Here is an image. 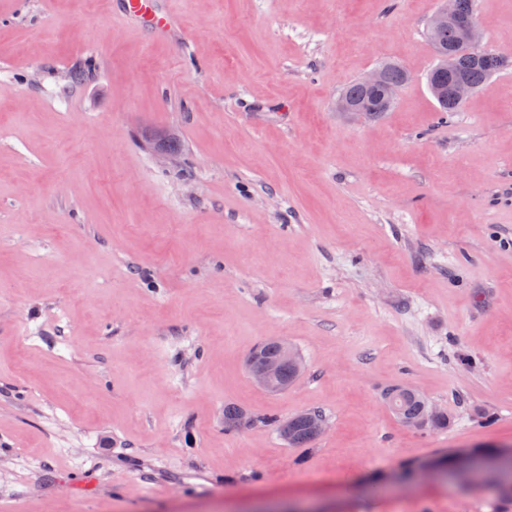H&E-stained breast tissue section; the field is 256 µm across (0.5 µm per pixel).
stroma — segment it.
Masks as SVG:
<instances>
[{"instance_id":"1","label":"stroma","mask_w":512,"mask_h":512,"mask_svg":"<svg viewBox=\"0 0 512 512\" xmlns=\"http://www.w3.org/2000/svg\"><path fill=\"white\" fill-rule=\"evenodd\" d=\"M156 2L170 37L0 0V512H512L400 478L512 448V0H476L509 65L447 113L440 0ZM389 59L392 109L337 111ZM276 337L306 370L270 394L245 360ZM306 409L328 429L288 447L268 420ZM385 399L397 417L407 425L432 431L448 426V416L445 414L436 412L430 418L429 402L416 390L391 388L384 393Z\"/></svg>"}]
</instances>
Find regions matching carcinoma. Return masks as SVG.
I'll return each mask as SVG.
<instances>
[{"mask_svg": "<svg viewBox=\"0 0 512 512\" xmlns=\"http://www.w3.org/2000/svg\"><path fill=\"white\" fill-rule=\"evenodd\" d=\"M431 44L442 47L447 51V60H441L430 71V78L448 83V77L461 75L474 88H480L494 73L507 65V61L496 53L481 50L471 52L462 46L448 41V31H432L428 34ZM385 71L386 83L401 87L405 84V69L398 63L386 61L381 64ZM347 101L356 103L368 114L379 111V94L369 91L363 85L354 81L341 92ZM258 362L276 361L281 356L277 339H268L256 347ZM384 399L397 417L407 425L420 430H439L448 427V416L441 413L430 414L429 402L419 392L413 389L391 388L384 393ZM246 411L238 406L224 407V431L238 432L243 430L241 420ZM315 441L310 432L309 418L305 414L298 415L288 422V446L306 448Z\"/></svg>", "mask_w": 512, "mask_h": 512, "instance_id": "carcinoma-1", "label": "carcinoma"}]
</instances>
